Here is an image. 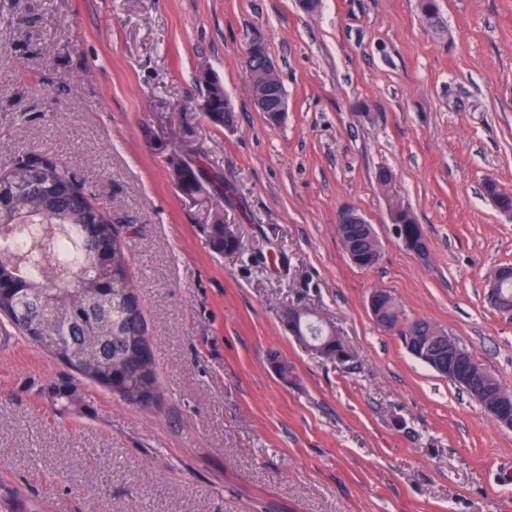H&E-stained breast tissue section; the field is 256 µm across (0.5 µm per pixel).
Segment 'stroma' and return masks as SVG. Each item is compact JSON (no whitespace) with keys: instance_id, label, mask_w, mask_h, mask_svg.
Here are the masks:
<instances>
[{"instance_id":"1","label":"stroma","mask_w":512,"mask_h":512,"mask_svg":"<svg viewBox=\"0 0 512 512\" xmlns=\"http://www.w3.org/2000/svg\"><path fill=\"white\" fill-rule=\"evenodd\" d=\"M0 0V173L61 159L97 206L131 220L160 407L126 405L25 338L0 332V482L53 512H512V428L373 320L389 291L512 389V313L487 282L512 264V0ZM267 45L288 110L270 124L247 51ZM233 127L211 125L202 73ZM199 164L183 196L177 167ZM390 169V187L378 184ZM233 189L229 198L215 182ZM398 199L430 246L396 239ZM381 242L353 265L337 224ZM234 225L217 253L214 213ZM305 307L354 350L339 366L281 321ZM287 358L280 379L271 355ZM69 386L75 414L48 391ZM353 222L358 224H350ZM340 224L338 235L349 260L359 268L374 267L380 260L381 243L372 224L352 210L341 213ZM223 220L218 214L215 216L214 224H211L210 238L213 248L224 254H233L242 248V243L239 238H224V232H233L238 235L236 229L231 224H222ZM47 402L53 414L58 417H65L70 414L77 403L74 393L66 388H58L53 391L49 395Z\"/></svg>"}]
</instances>
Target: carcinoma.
Returning a JSON list of instances; mask_svg holds the SVG:
<instances>
[{"label":"carcinoma","instance_id":"carcinoma-1","mask_svg":"<svg viewBox=\"0 0 512 512\" xmlns=\"http://www.w3.org/2000/svg\"><path fill=\"white\" fill-rule=\"evenodd\" d=\"M426 23L440 26L437 0H419ZM210 108L234 116L230 99L216 87L207 92ZM484 193L501 211H512V192L495 180ZM404 227L398 237L414 251L424 234L410 208L399 201L390 206ZM29 232L26 246H12L0 236V321L18 335L44 348L79 376L100 384L127 404L151 408L161 401V386L153 365L152 346L131 278L129 248L112 216L91 202L67 166L48 156H33L0 175V225ZM349 260L372 268L380 260L381 243L370 224L338 229ZM213 248L233 254L240 239L224 236V225H211ZM401 319L400 309L386 293L374 320L379 326ZM297 337L321 357L344 365L354 351L309 314L301 318ZM47 402L64 417L76 406L74 393L53 391ZM0 512H39L20 489L0 497Z\"/></svg>","mask_w":512,"mask_h":512}]
</instances>
